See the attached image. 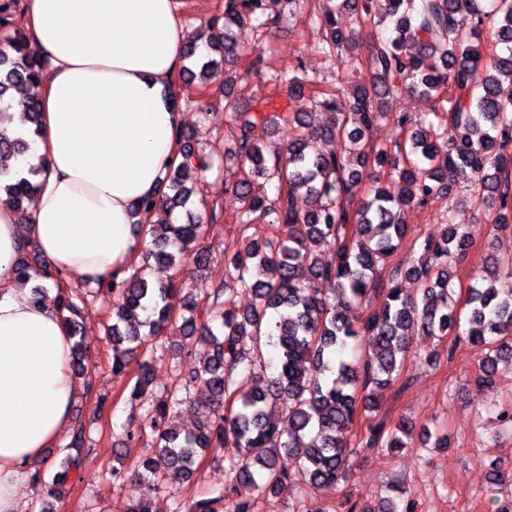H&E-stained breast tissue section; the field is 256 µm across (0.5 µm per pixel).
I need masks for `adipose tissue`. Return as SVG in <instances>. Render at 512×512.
<instances>
[{
	"label": "adipose tissue",
	"mask_w": 512,
	"mask_h": 512,
	"mask_svg": "<svg viewBox=\"0 0 512 512\" xmlns=\"http://www.w3.org/2000/svg\"><path fill=\"white\" fill-rule=\"evenodd\" d=\"M177 0H24L42 66L44 173L20 225L0 201V512H22L21 479L69 429L79 387L60 315L13 271L21 239L53 268L105 282L142 250L134 205L180 160L182 113L169 103L187 30Z\"/></svg>",
	"instance_id": "obj_1"
}]
</instances>
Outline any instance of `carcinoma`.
<instances>
[{"mask_svg": "<svg viewBox=\"0 0 512 512\" xmlns=\"http://www.w3.org/2000/svg\"><path fill=\"white\" fill-rule=\"evenodd\" d=\"M264 6V0H224L223 23L188 34L187 64L178 74L188 93L174 96L173 107L204 103L205 75L239 54L233 29L263 28ZM338 10L349 11L356 27L348 34L336 14H329L313 52L336 58L348 75L364 65L371 69L372 84L354 86L348 111L340 109L335 93L311 85L310 100L332 117L310 134L304 131L302 113L288 110L270 117L240 112L239 97L224 91V123L237 130L236 149L224 158L251 166L263 178L234 185L242 202L238 223L286 224L291 233L286 241L254 235L242 251L224 259L210 304L216 326L197 325V303H183V334L189 344L207 347L202 365L187 380L206 387L209 418L184 437L172 430L167 425L171 413L191 398L156 395L149 360L138 365L128 392L129 402L142 410L155 447L135 475L161 480L160 487L170 493L192 477L199 457L224 450V497L198 500L188 512H219V503L224 512H254L251 502L233 500V485L253 484L273 498L295 467L315 487L345 480L355 453L348 446L349 434L361 411L373 408L398 379L409 339L417 332L438 339L452 334L484 350L480 381L485 386L492 384L499 364L512 360V265L490 277H474L466 310L453 299L450 268L466 256L475 222L466 204L452 203L441 232L423 241L425 260L401 262L388 280L378 279L380 263L397 251L406 234L401 209L452 197L454 177L466 169L493 170L474 202L495 211L496 228L512 225V0H496L492 7L487 0H341ZM465 15L472 20L467 31L458 25V17ZM364 26L383 28L388 35L372 40L362 58L347 51V45ZM479 66L488 76L476 87L471 76ZM40 75L26 35L13 32L0 48V191L14 199L23 221L24 202L35 196L42 169L30 164L13 173L5 160L25 154L39 134ZM403 88L436 98L437 111L394 117L406 134L395 149L368 146L366 131L387 117L379 100ZM14 100L26 107L29 127L10 135ZM281 125L290 135L283 149L274 139ZM205 169L198 150L183 140V160L167 171L161 195L134 206L137 213L158 211L160 216L146 229L149 241L140 263L130 267L129 275L100 284L116 300L106 330L112 351L107 362L114 374H125L137 349L172 322L176 276L187 261L206 264L202 253H187L204 232L202 216L184 224L169 221L176 209L193 204L189 178ZM369 173L372 192L356 205L355 185ZM272 181L277 194L271 199L264 185ZM31 252L30 243L20 244L14 279H40L33 287L35 302L52 304L69 336L76 337L81 307L75 294L64 287L62 273L37 271L29 261ZM154 262L171 268L174 278L153 280ZM404 278L421 282L419 295L402 294L399 281ZM315 281L335 282L336 295L330 300L318 296L311 289ZM48 283L56 288L52 297L45 291ZM240 290L252 298L245 309L237 306ZM363 336L370 340L366 356L345 360L348 343ZM264 338L277 352L276 373L267 377L257 372ZM277 403L284 408L280 415L268 410ZM409 432L403 421L391 430L373 423L361 445L395 451L407 447ZM84 445L83 430H73L60 461L62 471L50 482L37 472L31 475L46 489L42 512H52L59 486L79 473Z\"/></svg>", "mask_w": 512, "mask_h": 512, "instance_id": "obj_1", "label": "carcinoma"}]
</instances>
